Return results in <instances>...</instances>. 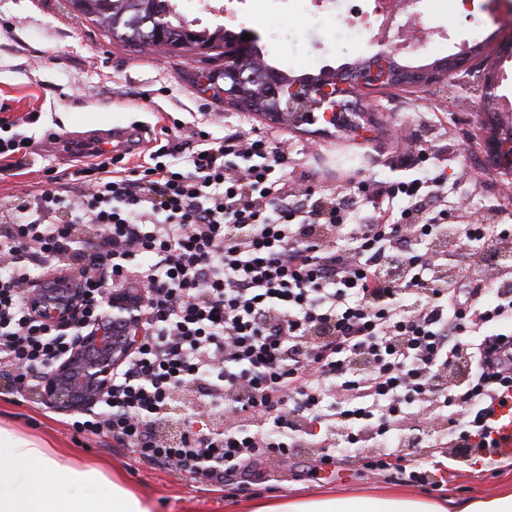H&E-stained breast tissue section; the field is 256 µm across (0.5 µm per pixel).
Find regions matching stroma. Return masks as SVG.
Masks as SVG:
<instances>
[{"label":"stroma","mask_w":512,"mask_h":512,"mask_svg":"<svg viewBox=\"0 0 512 512\" xmlns=\"http://www.w3.org/2000/svg\"><path fill=\"white\" fill-rule=\"evenodd\" d=\"M427 27L447 32V54L465 44H484L475 67L502 73L512 53L499 44L512 42V19L494 0H470L467 8L425 17ZM206 26L251 30L269 59L287 62L290 72L315 73L366 54L365 45L337 42L325 29L322 47L307 40L309 22L289 14L286 0H259L253 14L207 18ZM203 65L197 59L164 52L134 53L107 37L75 12L67 0H0V104L13 120L12 134L25 148L12 156L13 170L0 171V205L27 190L38 192L49 175L65 176L71 165L38 153V144L59 133H86L112 126H145L150 133L171 127L170 145L185 161L200 135L220 138L243 132L283 144V167L290 187L307 188L312 199L353 196L359 187L376 190L429 171L448 175V221L452 224H511L512 178L500 174L494 157L482 148L480 121L498 115L512 123V112H499L498 101L512 99V81L499 82L496 98L484 101L471 78L454 75L430 86L362 89L359 111L331 125L311 122L273 124L261 116L213 98L196 82ZM373 123L369 140L351 141L348 131L361 120ZM70 417L46 406L39 394L0 393V426L47 439L63 463L83 461L120 477L145 497L151 512H226L229 505L268 500L281 493L339 495L383 490L410 491L401 475H364L358 448H337L338 463L323 464L318 450L298 452L275 489L266 490V471L256 464L224 491L185 479L171 468L139 463L131 449L112 438L75 433ZM512 483V464L485 471L463 466L448 477L444 491L430 499H467L497 494Z\"/></svg>","instance_id":"stroma-1"}]
</instances>
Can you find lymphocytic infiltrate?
<instances>
[{"label": "lymphocytic infiltrate", "mask_w": 512, "mask_h": 512, "mask_svg": "<svg viewBox=\"0 0 512 512\" xmlns=\"http://www.w3.org/2000/svg\"><path fill=\"white\" fill-rule=\"evenodd\" d=\"M171 154L163 144L131 167L118 155L83 164L72 173L84 186L73 203L53 189L15 197L21 219L0 235V378L37 388L39 369L68 352L67 335L25 303L46 258L78 272L92 318L97 268L112 286L147 290L141 346L113 374L104 410L71 423L122 442L140 462L220 489L263 460L280 472L306 422L341 431L348 447L385 438L362 469L403 472L436 491L439 464L474 465L498 447L487 418L512 392V285L479 301L471 280L443 279L429 246L447 224L444 175L378 189L398 207L366 221L354 198L293 199L285 156L263 137L201 138L183 165ZM85 227L94 234L87 256L77 250ZM509 238L507 224H460L455 234L476 263ZM393 253L402 278H378ZM357 355L367 360L360 371ZM190 381L205 382L209 408L172 440L160 412ZM428 409L447 412L450 427L436 459L405 468L389 436Z\"/></svg>", "instance_id": "lymphocytic-infiltrate-1"}]
</instances>
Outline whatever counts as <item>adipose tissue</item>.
I'll return each instance as SVG.
<instances>
[{
  "instance_id": "ef3b65f1",
  "label": "adipose tissue",
  "mask_w": 512,
  "mask_h": 512,
  "mask_svg": "<svg viewBox=\"0 0 512 512\" xmlns=\"http://www.w3.org/2000/svg\"><path fill=\"white\" fill-rule=\"evenodd\" d=\"M0 512H149L102 467L60 466L47 442L0 427ZM233 512H512V487L490 498L439 502L414 494H314L258 501Z\"/></svg>"
}]
</instances>
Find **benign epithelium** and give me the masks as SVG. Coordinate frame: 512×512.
I'll list each match as a JSON object with an SVG mask.
<instances>
[{
	"instance_id": "benign-epithelium-1",
	"label": "benign epithelium",
	"mask_w": 512,
	"mask_h": 512,
	"mask_svg": "<svg viewBox=\"0 0 512 512\" xmlns=\"http://www.w3.org/2000/svg\"><path fill=\"white\" fill-rule=\"evenodd\" d=\"M414 27L400 31V36L412 42L423 40L429 32L423 27L421 12H412ZM372 55L380 61L392 58L397 48L387 38L370 41ZM259 66L254 57L244 54L238 45L224 47V70L234 73L241 81L250 80L251 67ZM471 71V53L465 52L448 59V67L422 69L430 82H441L452 75ZM325 84L297 85L290 88L295 100L312 101L323 106ZM497 82L490 73L477 75L475 91L484 97L494 96ZM104 289L102 313L94 320L82 319L84 290L73 274L54 269L33 282L26 293V305L31 316L54 330H71L69 353L46 366L41 373V400L62 413L90 412L105 400L112 387V375L136 349L145 335L147 314L144 312L147 291L143 288H113L102 277Z\"/></svg>"
}]
</instances>
